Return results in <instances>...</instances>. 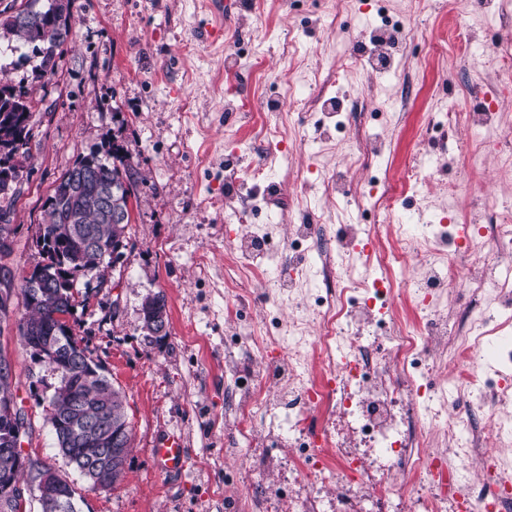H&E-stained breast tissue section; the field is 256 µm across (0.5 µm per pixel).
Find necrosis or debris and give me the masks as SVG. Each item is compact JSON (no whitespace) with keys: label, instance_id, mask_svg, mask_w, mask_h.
Masks as SVG:
<instances>
[{"label":"necrosis or debris","instance_id":"obj_1","mask_svg":"<svg viewBox=\"0 0 512 512\" xmlns=\"http://www.w3.org/2000/svg\"><path fill=\"white\" fill-rule=\"evenodd\" d=\"M387 0H373L380 19L363 33L369 49L365 70L382 71L402 43V22L388 14ZM449 206L439 223L420 225L385 250L363 236L360 225L333 231L328 224H293L288 244L240 234L227 262L240 278L266 279L268 305L301 306L280 333H248L225 349L224 368L235 370L238 352H251L254 367L224 389V417L248 447L256 432L269 443L295 440L311 449L318 481L342 488L371 483L377 500L397 487L420 486L425 512H512V471L494 448L512 437L500 416L512 404V385L489 375L491 361H512V214L484 207L480 217L458 220L457 187L446 189ZM413 253L422 272L411 278L401 257ZM479 269L468 285L459 263ZM465 288L464 303L448 307V292ZM411 292L415 311L401 322L394 298ZM287 348L288 358H272ZM466 364L458 378L433 383L447 357ZM282 386L270 390L269 376ZM374 448L385 471L371 479L343 448L333 420ZM451 440L450 454L479 460L482 477L469 468H435L429 449L437 435Z\"/></svg>","mask_w":512,"mask_h":512}]
</instances>
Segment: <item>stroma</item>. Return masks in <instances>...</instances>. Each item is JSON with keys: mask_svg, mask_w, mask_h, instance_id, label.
Wrapping results in <instances>:
<instances>
[{"mask_svg": "<svg viewBox=\"0 0 512 512\" xmlns=\"http://www.w3.org/2000/svg\"><path fill=\"white\" fill-rule=\"evenodd\" d=\"M71 0L72 34L59 49L53 74L36 82L32 61L0 43V87L32 100L31 138L23 158V181L12 224L9 253L0 258V279L20 288L43 257L35 239L41 206L53 182L81 156L120 144L133 185L130 243L102 281L68 317L88 356L101 365L124 396L134 443L122 481L96 493L59 454L46 419L56 374L32 359L18 336L23 308L15 306L0 325V347L13 368L14 392L29 408L31 433L23 443L35 462L54 468L82 494L80 512H305L309 480L300 473L297 450L278 445L242 452L227 447L235 434L224 418V339L235 335L225 305L240 289L263 295L262 281L244 286L224 281V257L239 227L224 206V179L235 169L247 181L252 164L269 151L286 155L269 173L271 193L260 198L246 227L278 241L299 223L300 209L334 222L357 219L354 196L377 168L401 187L406 166L422 156L426 127L440 106L459 113L447 157L429 160L422 180L403 203L417 214L440 195L439 180L459 184L465 202L484 199L512 207V169L497 151L481 144L466 115L482 98H495L512 134V89L478 56L461 59L470 41L512 44V22L492 11L473 14L474 0H389L405 22L406 50L417 63L408 74L382 79L356 62L364 47L358 29L376 20L367 0ZM255 42L261 70L237 75L240 97L252 111L238 112L224 98V46ZM334 71L326 91L297 93L301 73ZM350 97L355 141L372 138L385 148L384 162L359 156L351 145H321L313 124L299 125V112L315 111L318 97ZM479 151L483 165L467 168ZM345 174L352 193L322 192L323 181ZM295 208L283 211L284 201ZM165 299L168 334L155 339L143 328L147 296ZM183 436L189 450L183 472L160 474L152 458L157 438ZM420 489L399 492L384 508L366 491L344 502L335 486L321 490V512H420Z\"/></svg>", "mask_w": 512, "mask_h": 512, "instance_id": "35a3bbf8", "label": "stroma"}]
</instances>
